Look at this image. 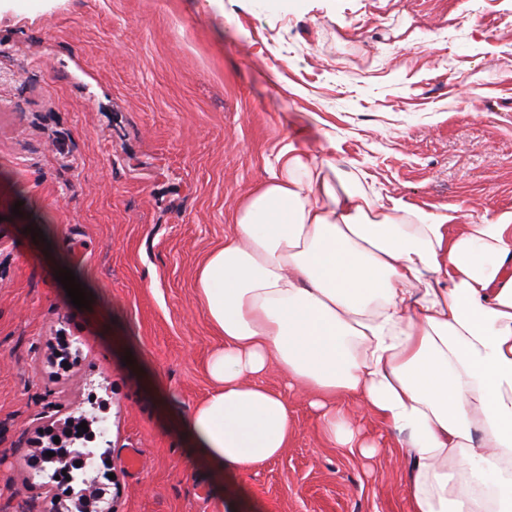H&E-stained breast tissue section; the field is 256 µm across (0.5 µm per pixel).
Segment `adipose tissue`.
<instances>
[{
  "instance_id": "1",
  "label": "adipose tissue",
  "mask_w": 512,
  "mask_h": 512,
  "mask_svg": "<svg viewBox=\"0 0 512 512\" xmlns=\"http://www.w3.org/2000/svg\"><path fill=\"white\" fill-rule=\"evenodd\" d=\"M366 180L290 142L240 201L196 271L222 344L189 450L219 475L278 457L302 391L327 443L370 456L354 397L408 451V512H512V215L388 206Z\"/></svg>"
}]
</instances>
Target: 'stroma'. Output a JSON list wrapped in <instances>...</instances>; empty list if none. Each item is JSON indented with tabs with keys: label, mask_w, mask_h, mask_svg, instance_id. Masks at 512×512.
Here are the masks:
<instances>
[{
	"label": "stroma",
	"mask_w": 512,
	"mask_h": 512,
	"mask_svg": "<svg viewBox=\"0 0 512 512\" xmlns=\"http://www.w3.org/2000/svg\"><path fill=\"white\" fill-rule=\"evenodd\" d=\"M468 6L0 0V512H28L53 404L107 424L116 512H407L406 453L354 400L375 457L327 445L297 393L279 457L219 480L188 456L220 344L195 274L291 139L384 198L511 214L512 0Z\"/></svg>",
	"instance_id": "1"
}]
</instances>
